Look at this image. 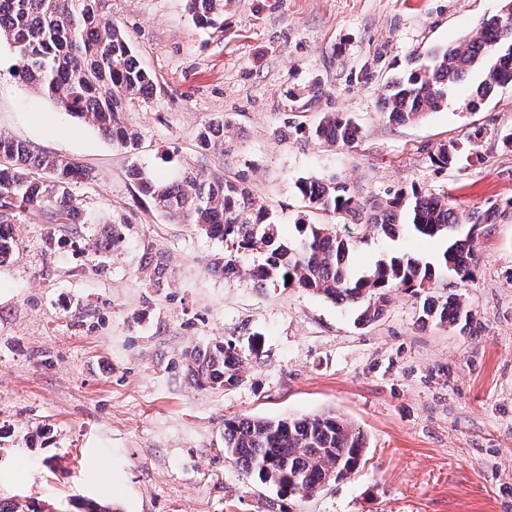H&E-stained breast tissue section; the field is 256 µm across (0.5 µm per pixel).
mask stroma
Returning <instances> with one entry per match:
<instances>
[{"mask_svg": "<svg viewBox=\"0 0 512 512\" xmlns=\"http://www.w3.org/2000/svg\"><path fill=\"white\" fill-rule=\"evenodd\" d=\"M501 0H226L195 24L186 0H112L140 64L156 81L130 112L141 133L129 153L44 94L14 79L0 44V135L92 172L74 184L88 221L46 246L42 217L14 224L18 248L0 266V502L20 512H78L82 501L119 512H265L274 489L224 455V421L326 411L352 422L366 456L348 478L283 512H512V84L480 111H463V84L420 120L387 122V80L410 60L457 43ZM361 130L351 146L316 141L322 113ZM222 119L223 151L201 150L198 128ZM477 149H470V142ZM462 150L439 167L440 145ZM244 181L284 238L323 224L297 184H347L364 204L403 187L446 197L461 214L493 211L475 231L473 282L440 279L461 295L470 327H421L414 298L391 293L364 326L360 308L298 288H260L212 272L217 241L175 224L140 196L133 164L158 177L162 154ZM128 224L107 267L93 243ZM367 269L406 252L436 262L440 241L389 240L341 223ZM162 253L168 285L138 272ZM224 339L244 356L241 379L199 388L184 354Z\"/></svg>", "mask_w": 512, "mask_h": 512, "instance_id": "obj_1", "label": "stroma"}]
</instances>
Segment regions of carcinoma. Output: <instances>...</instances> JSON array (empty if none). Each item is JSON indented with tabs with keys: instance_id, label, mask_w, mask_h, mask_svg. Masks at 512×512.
<instances>
[{
	"instance_id": "obj_1",
	"label": "carcinoma",
	"mask_w": 512,
	"mask_h": 512,
	"mask_svg": "<svg viewBox=\"0 0 512 512\" xmlns=\"http://www.w3.org/2000/svg\"><path fill=\"white\" fill-rule=\"evenodd\" d=\"M111 0H0V42L13 47L17 64L11 75L42 92L66 112L96 127L100 134L129 153L139 149L141 135L126 121L127 112L151 98L154 84L137 61L124 31L110 17ZM200 24H209L224 9V0H187ZM512 81V11L482 20L477 30L454 45L438 47L431 61L412 68L386 85L382 111L390 122L412 123L447 105L448 96L467 78L479 74L467 110L477 111L503 83L496 70ZM224 120L200 127L203 150H224ZM313 136L330 145L350 146L360 128L339 112H326ZM457 144L439 147L436 162L455 164ZM138 193L176 224H191L223 244L211 264L215 270L238 271L241 260L258 257L248 275L259 288H302L331 301L358 303V320L372 324L384 315L390 293L400 291L418 303L422 326L471 324L465 305L454 294L438 291L441 272L462 282L476 268L473 236L457 238L461 224L475 229L493 215L460 216L445 199L416 188L400 189L376 206L369 218L376 231L394 237L408 228L422 236L442 237L447 244L434 266L406 254L379 260L373 269L356 273L348 258L353 242L334 224H300L299 238L284 242L268 210L256 208L242 180L202 167L179 166L166 181L145 168L129 170ZM91 174L60 155L0 136V264L17 250L10 224L40 214L49 226L47 242L58 232L83 224L81 204L71 185ZM308 207L344 220H362L363 207L347 186L310 177L298 185ZM125 224L112 225L95 252L114 253L125 239ZM148 288L164 281V262L147 253L140 267ZM291 281H286V276ZM188 371L202 388L232 386L238 381L243 355L228 339L186 353ZM366 453L360 431L331 412L270 419L254 416L224 420V454L245 475L256 477L279 497L309 498L332 482L355 472Z\"/></svg>"
}]
</instances>
